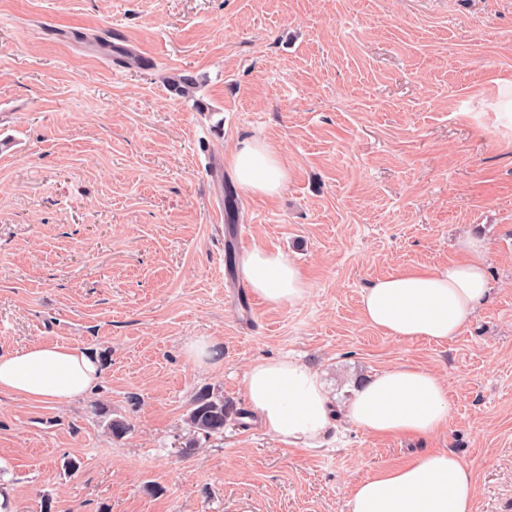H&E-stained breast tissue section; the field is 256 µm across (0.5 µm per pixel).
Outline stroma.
Wrapping results in <instances>:
<instances>
[{"instance_id":"obj_1","label":"stroma","mask_w":512,"mask_h":512,"mask_svg":"<svg viewBox=\"0 0 512 512\" xmlns=\"http://www.w3.org/2000/svg\"><path fill=\"white\" fill-rule=\"evenodd\" d=\"M510 112L512 0H0V353L70 345L104 368L65 406L0 395L15 512H346L355 483L436 448L473 469L475 512H512ZM252 136L288 169L276 196L224 164ZM241 230L304 271L302 303L251 295L225 261ZM466 234L491 292L461 335L363 321L375 279L447 266ZM199 336L217 366L185 358ZM284 357L339 407L359 378L426 367L448 425L341 419L304 448L253 414L186 424L206 387L247 410L249 365Z\"/></svg>"}]
</instances>
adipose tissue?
Listing matches in <instances>:
<instances>
[{
  "instance_id": "obj_1",
  "label": "adipose tissue",
  "mask_w": 512,
  "mask_h": 512,
  "mask_svg": "<svg viewBox=\"0 0 512 512\" xmlns=\"http://www.w3.org/2000/svg\"><path fill=\"white\" fill-rule=\"evenodd\" d=\"M236 186L274 196L288 182L279 155L259 137L240 141L227 157ZM465 257L444 268L390 273L363 293V318L401 340L445 343L459 336L488 299L487 252L465 237ZM239 267L250 291L271 307L293 306L309 291L300 269L281 250L255 247ZM98 360L67 345L34 344L0 354V394L66 405L101 380ZM248 403L280 441L314 448L334 427V409L319 374L287 360L252 364L243 378ZM445 383L432 371L403 364L359 386L348 422L379 437L430 436L449 420ZM472 469L453 451L428 449L407 463L358 481L346 512H474Z\"/></svg>"
}]
</instances>
